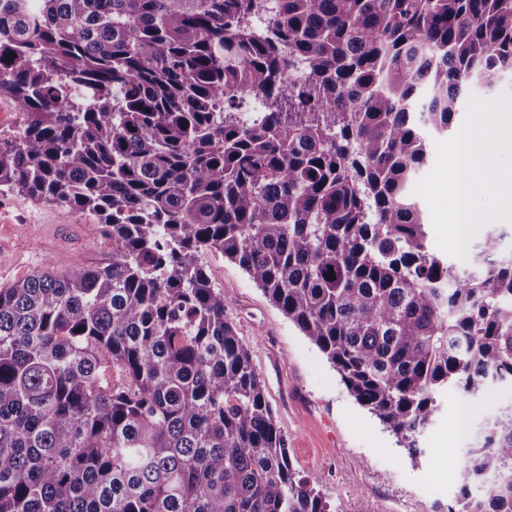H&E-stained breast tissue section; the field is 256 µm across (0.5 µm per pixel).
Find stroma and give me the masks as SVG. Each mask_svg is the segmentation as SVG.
Wrapping results in <instances>:
<instances>
[{
  "label": "stroma",
  "instance_id": "35a3bbf8",
  "mask_svg": "<svg viewBox=\"0 0 512 512\" xmlns=\"http://www.w3.org/2000/svg\"><path fill=\"white\" fill-rule=\"evenodd\" d=\"M111 257L105 225L21 193L0 194V287L46 266L64 273ZM204 263L224 291L225 317L250 346L296 471L331 512H448L458 494L457 466L492 417L512 405V384H492L467 400L444 391L438 416L410 454L241 268L218 253ZM462 405L469 408L464 432L457 424Z\"/></svg>",
  "mask_w": 512,
  "mask_h": 512
}]
</instances>
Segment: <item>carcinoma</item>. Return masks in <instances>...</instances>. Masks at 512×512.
Returning a JSON list of instances; mask_svg holds the SVG:
<instances>
[{"label": "carcinoma", "mask_w": 512, "mask_h": 512, "mask_svg": "<svg viewBox=\"0 0 512 512\" xmlns=\"http://www.w3.org/2000/svg\"><path fill=\"white\" fill-rule=\"evenodd\" d=\"M503 69L512 0H0V193L112 239L0 288V512H330L209 252L413 454L448 387L512 382V260L489 235L481 272L449 265L409 192L418 122ZM458 483L448 512H512L511 407Z\"/></svg>", "instance_id": "carcinoma-1"}]
</instances>
